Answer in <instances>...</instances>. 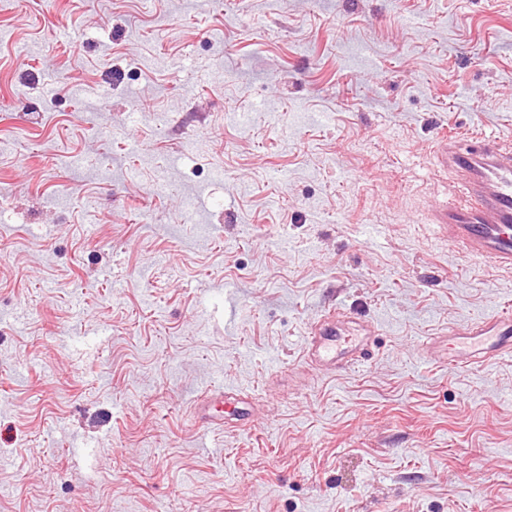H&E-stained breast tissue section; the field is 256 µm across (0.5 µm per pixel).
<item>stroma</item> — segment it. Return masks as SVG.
Returning <instances> with one entry per match:
<instances>
[{
    "label": "stroma",
    "mask_w": 512,
    "mask_h": 512,
    "mask_svg": "<svg viewBox=\"0 0 512 512\" xmlns=\"http://www.w3.org/2000/svg\"><path fill=\"white\" fill-rule=\"evenodd\" d=\"M477 130L512 0H0V512H512V357L421 351L512 309L427 222ZM374 325L346 314L340 307L325 311L310 328L303 343V358L324 371L347 372L373 356Z\"/></svg>",
    "instance_id": "obj_1"
}]
</instances>
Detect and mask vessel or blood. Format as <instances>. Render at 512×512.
<instances>
[{"instance_id":"obj_1","label":"vessel or blood","mask_w":512,"mask_h":512,"mask_svg":"<svg viewBox=\"0 0 512 512\" xmlns=\"http://www.w3.org/2000/svg\"><path fill=\"white\" fill-rule=\"evenodd\" d=\"M437 147L459 192L433 211L432 223L445 225L449 242L465 255L512 269V145L481 132L462 140L442 137ZM376 335L374 325L333 307L310 328L303 357L322 370L346 372L371 360ZM506 356H512L511 312L451 331L443 349L449 365L459 368Z\"/></svg>"}]
</instances>
